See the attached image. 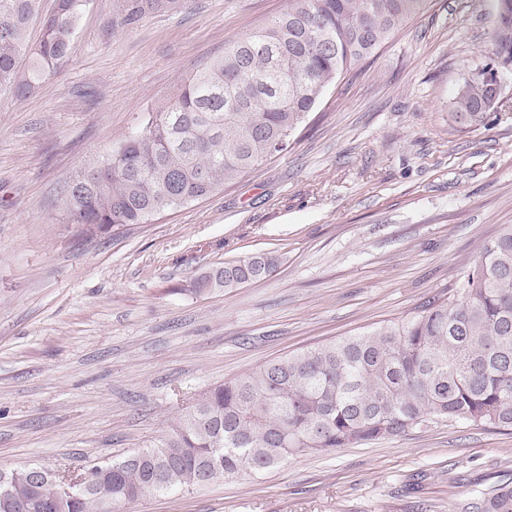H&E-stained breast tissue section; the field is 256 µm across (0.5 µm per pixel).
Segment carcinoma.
Instances as JSON below:
<instances>
[{
	"label": "carcinoma",
	"mask_w": 512,
	"mask_h": 512,
	"mask_svg": "<svg viewBox=\"0 0 512 512\" xmlns=\"http://www.w3.org/2000/svg\"><path fill=\"white\" fill-rule=\"evenodd\" d=\"M86 0H0V88L30 94L69 56ZM189 0H117L127 25L181 13ZM429 0H288L277 19L224 47L125 137L101 165L64 182L68 223L105 233L147 224L203 199L288 149L326 88L372 54ZM38 20L39 40L27 38ZM493 50L512 62V0H498ZM26 68H21V62ZM495 80H465L454 119L485 123ZM271 252L195 276L194 291H231L268 277ZM512 428V225L485 244L455 293L410 317L310 347L204 393L155 446L83 469L55 504L50 470L0 485V512H101L144 497L256 477L282 460L392 438L434 421ZM451 512H512V478L456 499Z\"/></svg>",
	"instance_id": "carcinoma-1"
}]
</instances>
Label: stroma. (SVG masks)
Listing matches in <instances>:
<instances>
[{
	"label": "stroma",
	"instance_id": "1",
	"mask_svg": "<svg viewBox=\"0 0 512 512\" xmlns=\"http://www.w3.org/2000/svg\"><path fill=\"white\" fill-rule=\"evenodd\" d=\"M287 6L190 0L125 26L113 0H87L52 78L26 97L0 92V474L152 446L225 380L447 295L512 224L497 0H429L326 89L287 152L215 194L93 237L67 223L66 178ZM487 67L499 105L469 129L453 102ZM258 252L279 257L268 278L192 292L201 270ZM510 473L512 430L433 422L122 512H448Z\"/></svg>",
	"mask_w": 512,
	"mask_h": 512
}]
</instances>
